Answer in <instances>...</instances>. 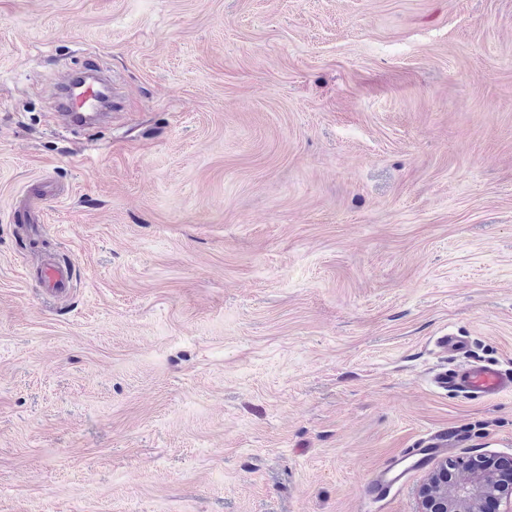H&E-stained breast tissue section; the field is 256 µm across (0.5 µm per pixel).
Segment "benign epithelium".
<instances>
[{
    "label": "benign epithelium",
    "mask_w": 512,
    "mask_h": 512,
    "mask_svg": "<svg viewBox=\"0 0 512 512\" xmlns=\"http://www.w3.org/2000/svg\"><path fill=\"white\" fill-rule=\"evenodd\" d=\"M489 498L505 501L503 512H512V491L484 455L441 462L419 490L420 512H481Z\"/></svg>",
    "instance_id": "1"
}]
</instances>
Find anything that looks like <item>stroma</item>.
Returning <instances> with one entry per match:
<instances>
[{
	"label": "stroma",
	"mask_w": 512,
	"mask_h": 512,
	"mask_svg": "<svg viewBox=\"0 0 512 512\" xmlns=\"http://www.w3.org/2000/svg\"><path fill=\"white\" fill-rule=\"evenodd\" d=\"M91 65L112 120L64 128ZM446 332L512 368V0H0V512H361L437 429L512 461ZM71 272L67 267L56 264H46L41 270L40 281L45 287L46 293L58 296L70 292Z\"/></svg>",
	"instance_id": "stroma-1"
}]
</instances>
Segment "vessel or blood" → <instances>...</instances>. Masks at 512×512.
<instances>
[{
  "instance_id": "vessel-or-blood-1",
  "label": "vessel or blood",
  "mask_w": 512,
  "mask_h": 512,
  "mask_svg": "<svg viewBox=\"0 0 512 512\" xmlns=\"http://www.w3.org/2000/svg\"><path fill=\"white\" fill-rule=\"evenodd\" d=\"M46 293L58 296L68 294L71 272L68 268L46 264L40 274ZM435 345L442 352L460 357L455 367L443 369L434 375L436 388L484 400L512 394V371L493 364L467 360L468 346L463 337L448 333L437 337ZM448 433L438 430L422 439L416 447L406 449L376 471L366 485V497L373 502L386 499L396 486L403 484L411 471L426 466L430 459L446 451Z\"/></svg>"
}]
</instances>
